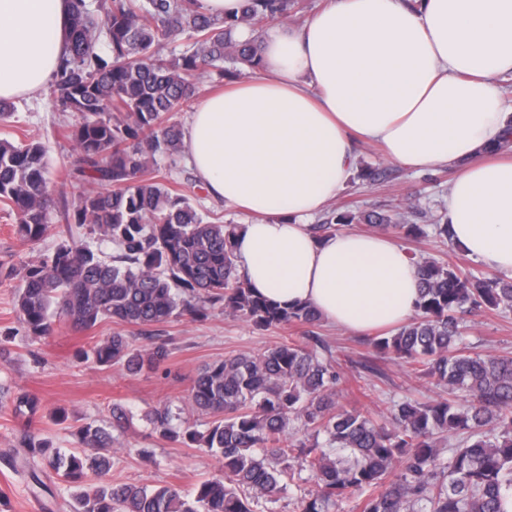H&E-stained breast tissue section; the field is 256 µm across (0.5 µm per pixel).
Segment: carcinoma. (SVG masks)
Here are the masks:
<instances>
[{"label":"carcinoma","mask_w":512,"mask_h":512,"mask_svg":"<svg viewBox=\"0 0 512 512\" xmlns=\"http://www.w3.org/2000/svg\"><path fill=\"white\" fill-rule=\"evenodd\" d=\"M69 8V36L47 93L59 111L75 115L67 130L79 153L73 178L100 188L79 191L62 219L89 227L117 252L106 260L71 234L52 253L4 272L18 280L14 307L24 337L38 343L61 325L89 331L105 320L132 327L198 320L219 307L263 330L299 326L312 344L291 339L205 365L188 397L192 411L211 418L203 431L166 405L145 415L158 439L218 459L220 474L188 493L106 480L111 461L102 450L129 422L119 404L110 426L86 422L70 431L73 451L26 424L20 446L31 479L42 484L38 458L67 484L70 512H258L293 481L298 460L314 483L301 512H333L356 494L365 495L360 512H504L512 494V354L467 344L460 321L473 311L512 309V279L414 256L418 311L371 345L379 358L406 362L462 401L406 400L394 405L387 426L339 403L369 398L372 389L314 334L318 312L254 295L237 268L238 225L198 209L191 186L166 164L183 148V130L169 114L194 96L202 77L260 72L263 33L297 18L302 0H241L230 17L202 12L199 0H69ZM176 37L181 47L166 50ZM50 184L40 141L0 137V203L28 244H39L51 227ZM415 215L410 202L390 213L333 208L315 229L329 235L347 224L394 226L409 239L432 233L450 240L445 213L437 224H413ZM79 356L138 373L164 362L169 349L155 341L137 348L114 334ZM6 403L17 419L37 410L35 400L11 395L0 381V407ZM450 438L458 443L444 459L438 444Z\"/></svg>","instance_id":"carcinoma-1"}]
</instances>
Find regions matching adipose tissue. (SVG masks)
Segmentation results:
<instances>
[{
  "mask_svg": "<svg viewBox=\"0 0 512 512\" xmlns=\"http://www.w3.org/2000/svg\"><path fill=\"white\" fill-rule=\"evenodd\" d=\"M70 30L67 0H0V99L39 91ZM260 75L203 97L184 133L214 198L251 214L236 238L256 293L307 303L347 332L417 312L418 267L384 233L318 237L310 222L353 175L359 144L409 169L452 173L453 243L512 278V0H328L272 25Z\"/></svg>",
  "mask_w": 512,
  "mask_h": 512,
  "instance_id": "adipose-tissue-1",
  "label": "adipose tissue"
}]
</instances>
